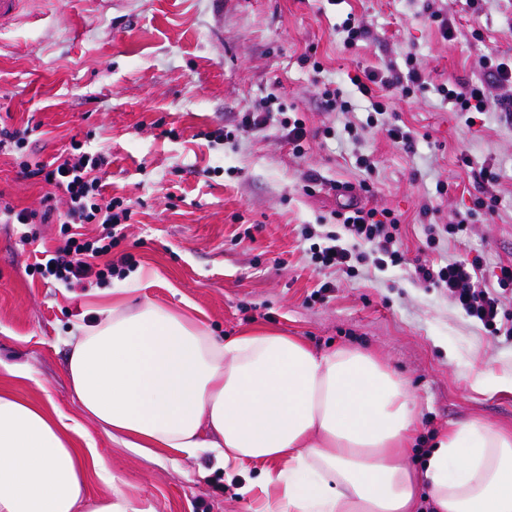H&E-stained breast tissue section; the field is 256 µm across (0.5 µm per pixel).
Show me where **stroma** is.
<instances>
[{"label":"stroma","instance_id":"stroma-1","mask_svg":"<svg viewBox=\"0 0 512 512\" xmlns=\"http://www.w3.org/2000/svg\"><path fill=\"white\" fill-rule=\"evenodd\" d=\"M434 11L453 22L454 38H443ZM350 13L368 28L354 44L341 28ZM490 53L512 60V0H32L0 30V119L35 127L25 149L0 154V200L38 207L45 190L20 177L21 162L51 161L76 140L111 154L106 192L131 218L109 255L121 276L76 288L34 272L35 247L23 238L37 232L55 249L59 225L0 223V389L75 425L76 447L104 462L132 506L253 512L255 494L240 487L259 466L227 479L208 454L144 457L82 415L65 341L90 302L126 286L132 305L196 306L218 337L261 325L317 350L381 352L420 406V449L473 418L511 428L512 392L474 384L491 367L512 373V341L416 272L477 258L488 279L512 264V120L454 112L436 90L488 81ZM411 57L431 87L390 97L367 126L371 103L350 76L402 72ZM327 87L349 111L326 109ZM265 97L304 119L302 153L276 120L243 127ZM396 122L412 131L411 149L387 138ZM484 167L496 182L478 179ZM363 181L373 193L360 191ZM485 193L497 195L496 213L471 214ZM351 203L400 215L401 263L377 265L374 245L360 244L354 272L316 269L311 245L340 233L334 214ZM456 215L469 218L461 236L447 228ZM17 365L24 376L13 375Z\"/></svg>","mask_w":512,"mask_h":512}]
</instances>
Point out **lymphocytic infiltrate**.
I'll return each instance as SVG.
<instances>
[{
  "label": "lymphocytic infiltrate",
  "instance_id": "obj_1",
  "mask_svg": "<svg viewBox=\"0 0 512 512\" xmlns=\"http://www.w3.org/2000/svg\"><path fill=\"white\" fill-rule=\"evenodd\" d=\"M494 73L493 85L472 83L464 86L437 85L457 112L512 113V61L494 55L484 58ZM105 154L83 150L81 144H72L68 153L55 157L53 162L39 160L22 162L20 173L35 183L49 186L43 195L40 209L17 208L4 205L0 217L9 224H62L76 225L65 244L47 254L34 269L42 278L73 287L96 275L105 280L113 274L111 264L103 263V256L112 250L117 228L131 216L130 208L123 199L105 197L100 172L107 166ZM349 239L374 244L378 253L390 262H400L403 254L395 246L392 233L399 223L398 217L389 211H377L347 206L337 212ZM83 224H96L100 234L90 237L80 232ZM480 265L475 261L456 260L438 269L424 266L416 272L423 280L446 289L449 299L468 316L481 322L491 333L512 335V314L504 311L503 294L512 288V265H500L496 276L497 285L484 288L479 284Z\"/></svg>",
  "mask_w": 512,
  "mask_h": 512
}]
</instances>
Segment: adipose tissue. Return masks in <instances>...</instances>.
I'll return each mask as SVG.
<instances>
[{"instance_id":"1","label":"adipose tissue","mask_w":512,"mask_h":512,"mask_svg":"<svg viewBox=\"0 0 512 512\" xmlns=\"http://www.w3.org/2000/svg\"><path fill=\"white\" fill-rule=\"evenodd\" d=\"M68 347L82 414L127 448L263 464L255 512H512V431L480 419L445 428L414 468L408 382L366 349L318 352L262 327L220 340L182 309L132 306L117 288ZM73 430L0 391V512H154L132 508ZM91 470L109 488L97 500Z\"/></svg>"}]
</instances>
